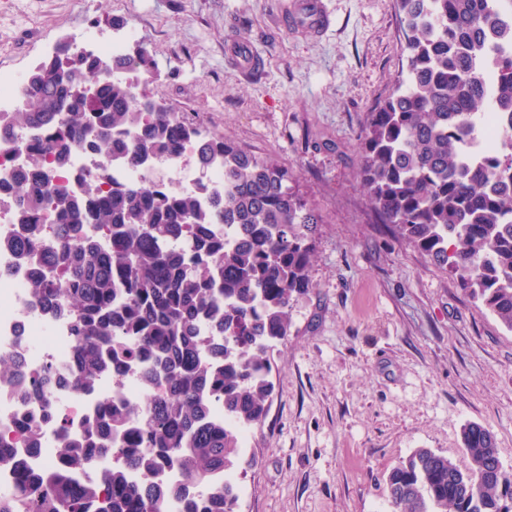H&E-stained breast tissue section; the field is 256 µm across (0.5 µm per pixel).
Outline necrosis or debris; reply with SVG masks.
I'll return each mask as SVG.
<instances>
[{
	"label": "necrosis or debris",
	"instance_id": "1",
	"mask_svg": "<svg viewBox=\"0 0 512 512\" xmlns=\"http://www.w3.org/2000/svg\"><path fill=\"white\" fill-rule=\"evenodd\" d=\"M136 35L137 29L132 25L109 40L92 29L82 34L76 49L108 63L123 56ZM161 167L164 187L178 186L196 192L204 200L224 183V164L219 160L201 177L181 157L163 160ZM98 172L105 173L116 187L139 183L145 175L144 170L109 161L79 147L60 175L74 188L81 178ZM54 222V214L48 211L39 223L21 226L15 213L0 211V354L21 357L26 372L37 373L51 366L64 378L63 383H49L43 399L21 397L15 382L0 380V441H9L17 448L32 470H53L59 466L56 441L60 435L92 437L102 407L115 393H122L125 402L136 408L148 398L134 370L119 383L111 374H104L88 391L77 389L68 381L67 376L73 371L72 325L49 316L30 298L27 285L33 272L17 261L7 244L8 238L19 231L48 235ZM33 430L38 433L34 440L29 437Z\"/></svg>",
	"mask_w": 512,
	"mask_h": 512
}]
</instances>
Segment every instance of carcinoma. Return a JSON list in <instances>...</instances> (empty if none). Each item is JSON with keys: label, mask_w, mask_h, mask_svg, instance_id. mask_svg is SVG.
<instances>
[{"label": "carcinoma", "mask_w": 512, "mask_h": 512, "mask_svg": "<svg viewBox=\"0 0 512 512\" xmlns=\"http://www.w3.org/2000/svg\"><path fill=\"white\" fill-rule=\"evenodd\" d=\"M395 5L405 66L360 131L369 206L512 331V123L484 144L492 114L512 116V0ZM72 46L29 72L21 106L0 113L1 135L59 129L31 144L26 166L0 186L21 223L45 210L58 223L47 242L16 233L9 246L36 269L33 298L72 319L76 386L104 372L118 381L135 363L153 392L131 431L133 408L118 396L108 404L93 447L112 468L99 482L85 478L91 450L66 436L57 443L62 470L33 473L0 447V467L18 468L0 512H172L187 487L203 497L186 512H238L237 485L227 481L236 429L266 416L271 353L288 336L293 295L313 288L320 216L288 168L145 107L154 95L135 89L147 52L115 70ZM189 143L200 168L224 161V187L206 206L190 191L161 190L151 174L108 190L102 174L78 190L51 176L77 146L139 168ZM202 322L215 335H201ZM13 373L23 396L43 397L51 368L28 376L0 355V377ZM462 440L465 469L430 448L391 469L390 512H512V471L497 469L494 435L470 424ZM166 466L178 469L179 485L157 478Z\"/></svg>", "instance_id": "1"}]
</instances>
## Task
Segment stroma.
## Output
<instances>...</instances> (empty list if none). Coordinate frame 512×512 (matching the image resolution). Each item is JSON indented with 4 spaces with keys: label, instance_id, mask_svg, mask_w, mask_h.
<instances>
[{
    "label": "stroma",
    "instance_id": "35a3bbf8",
    "mask_svg": "<svg viewBox=\"0 0 512 512\" xmlns=\"http://www.w3.org/2000/svg\"><path fill=\"white\" fill-rule=\"evenodd\" d=\"M290 0H0V68L32 70L88 28L136 24L150 90L205 136L292 168L322 215L309 293L271 356L266 418L236 476L238 512H386L384 476L416 448L466 466L479 424L512 466V332L366 204L358 133L405 62L394 0H324L321 34ZM253 45L261 69L224 55ZM332 23L331 15L323 6L322 0H296L285 25L291 28H305L319 33L327 30Z\"/></svg>",
    "mask_w": 512,
    "mask_h": 512
}]
</instances>
